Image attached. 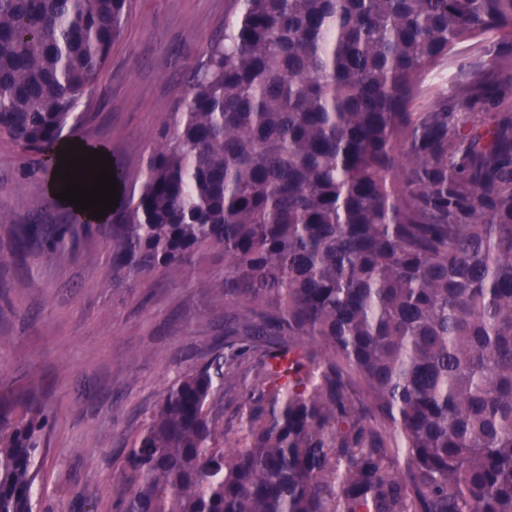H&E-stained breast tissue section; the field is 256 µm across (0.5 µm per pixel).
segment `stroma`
Segmentation results:
<instances>
[{
  "label": "stroma",
  "mask_w": 512,
  "mask_h": 512,
  "mask_svg": "<svg viewBox=\"0 0 512 512\" xmlns=\"http://www.w3.org/2000/svg\"><path fill=\"white\" fill-rule=\"evenodd\" d=\"M227 0H126L122 31L91 100L67 135L105 145L123 168L121 199L138 194L156 133L190 87L209 44L222 34ZM476 49L427 82L424 103L450 97ZM47 184L34 156L0 139V212L47 230L77 223ZM23 199L38 200L25 210ZM14 224H0V392L34 388L51 427L41 464L40 512H112L119 452L179 372L224 332V255L161 270L131 288H113L112 249L103 224L75 244L17 255ZM210 287L199 292L198 280Z\"/></svg>",
  "instance_id": "1"
}]
</instances>
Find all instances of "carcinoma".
<instances>
[{
    "label": "carcinoma",
    "instance_id": "1",
    "mask_svg": "<svg viewBox=\"0 0 512 512\" xmlns=\"http://www.w3.org/2000/svg\"><path fill=\"white\" fill-rule=\"evenodd\" d=\"M229 2L110 228L114 288L223 251L224 335L114 512H512V0ZM124 8L0 0V138L52 194ZM465 43L452 104L420 106ZM47 425L0 397V512H37Z\"/></svg>",
    "mask_w": 512,
    "mask_h": 512
}]
</instances>
